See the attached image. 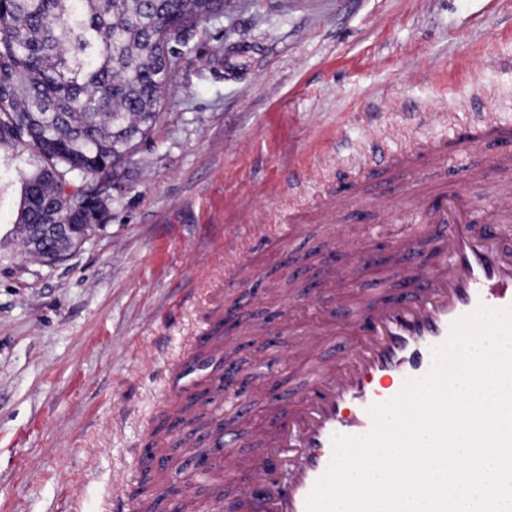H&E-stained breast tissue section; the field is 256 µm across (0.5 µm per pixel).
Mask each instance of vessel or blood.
<instances>
[{"mask_svg": "<svg viewBox=\"0 0 512 512\" xmlns=\"http://www.w3.org/2000/svg\"><path fill=\"white\" fill-rule=\"evenodd\" d=\"M471 212L463 187L436 199L427 223L404 244L408 261L395 280L405 295L366 296L355 320L357 344L340 363L314 371L292 410H276L264 465L247 491L257 512H305L307 495L333 459V436L367 434L370 407L429 371L432 348L448 339L457 319L481 304L512 305V232L501 224L473 232ZM421 245L433 248L430 262H414Z\"/></svg>", "mask_w": 512, "mask_h": 512, "instance_id": "b4317fda", "label": "vessel or blood"}]
</instances>
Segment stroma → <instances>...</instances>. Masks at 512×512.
I'll return each instance as SVG.
<instances>
[{"mask_svg": "<svg viewBox=\"0 0 512 512\" xmlns=\"http://www.w3.org/2000/svg\"><path fill=\"white\" fill-rule=\"evenodd\" d=\"M512 126V0H224L166 87L157 123L112 173L107 219L64 259L26 254L15 226L24 153L0 147V512H112L132 499L140 450L167 406L194 397L223 416L224 446L255 463L268 401L300 395L316 360L340 359L364 291L322 289L333 236L389 269L432 196L468 172L478 223L498 215ZM476 143L461 149L457 136ZM448 152L434 171L419 150ZM397 152L353 196L326 192L362 155ZM398 196L368 200L380 181ZM262 224L267 240L240 236ZM252 252L254 278L226 269ZM254 317L229 333L247 372L244 408L198 384L220 374L186 361L224 328V308ZM194 455L166 475L213 512Z\"/></svg>", "mask_w": 512, "mask_h": 512, "instance_id": "stroma-1", "label": "stroma"}]
</instances>
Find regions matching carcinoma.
Returning <instances> with one entry per match:
<instances>
[{"instance_id":"obj_1","label":"carcinoma","mask_w":512,"mask_h":512,"mask_svg":"<svg viewBox=\"0 0 512 512\" xmlns=\"http://www.w3.org/2000/svg\"><path fill=\"white\" fill-rule=\"evenodd\" d=\"M224 0H0V146L31 150L18 231L78 224L155 125L187 47ZM84 188L71 197L65 184Z\"/></svg>"}]
</instances>
